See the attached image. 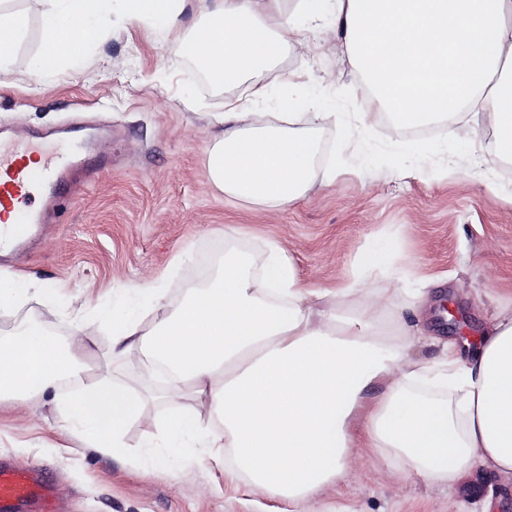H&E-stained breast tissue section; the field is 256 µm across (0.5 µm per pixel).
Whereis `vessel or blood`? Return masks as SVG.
<instances>
[{
	"label": "vessel or blood",
	"instance_id": "vessel-or-blood-1",
	"mask_svg": "<svg viewBox=\"0 0 512 512\" xmlns=\"http://www.w3.org/2000/svg\"><path fill=\"white\" fill-rule=\"evenodd\" d=\"M33 149V143L28 141L0 151V209L8 214L10 224L42 223V212L28 207L27 199L41 186L55 194L64 193L67 174L83 151L82 145H68L34 169L25 163L27 153ZM23 502L36 503V512H55L51 482L41 470H18L0 464V512H10Z\"/></svg>",
	"mask_w": 512,
	"mask_h": 512
}]
</instances>
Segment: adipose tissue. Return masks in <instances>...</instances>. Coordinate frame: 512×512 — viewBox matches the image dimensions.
<instances>
[{"label":"adipose tissue","instance_id":"ef3b65f1","mask_svg":"<svg viewBox=\"0 0 512 512\" xmlns=\"http://www.w3.org/2000/svg\"><path fill=\"white\" fill-rule=\"evenodd\" d=\"M185 0H27L22 14L0 12V73L8 71L28 14L55 48L35 61L45 74L88 55L87 35L107 34L114 12L172 35L174 52L221 87L276 66L299 43L282 0H198L200 33L180 34ZM308 22L334 12L367 88L362 124L374 109L404 128L426 125L483 103L462 139L512 159V0H299ZM332 112H256L226 98L208 157L210 182L225 195L274 210L304 196L315 179L316 131ZM398 252L381 239L354 275L310 288L278 245L261 278L248 257L226 252L217 282L168 305L143 288L156 316L142 327L127 313L112 328L110 372L87 374L91 323L74 325L59 346L32 321L0 336V401L27 404L60 379L76 384L60 399L67 430L90 448L125 447L126 427L145 395H191L197 408L164 420L166 455L196 449L201 459L249 491L301 505L339 485L370 453L406 494L412 477L452 485L475 470L512 482V308L497 309L468 356L456 341L434 363L413 353L396 288H364ZM147 360L140 386L111 378L130 356ZM379 394H370L371 386ZM209 413L215 426H205Z\"/></svg>","mask_w":512,"mask_h":512}]
</instances>
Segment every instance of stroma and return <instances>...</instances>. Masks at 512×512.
<instances>
[{"instance_id": "stroma-1", "label": "stroma", "mask_w": 512, "mask_h": 512, "mask_svg": "<svg viewBox=\"0 0 512 512\" xmlns=\"http://www.w3.org/2000/svg\"><path fill=\"white\" fill-rule=\"evenodd\" d=\"M303 35L306 46L292 47L256 76L268 89L258 109L288 111L293 97L337 121L318 133L314 186L279 211L225 196L209 183L214 116L225 98L248 95V85L214 86L173 52L169 37L121 14L92 43L82 68L64 63L41 76L31 69L41 27L29 18L11 85L0 90V144L37 135L46 155L56 141L44 133L58 128L62 140L88 142L84 162L97 171L77 185L76 200L61 201L33 248L0 259V271L27 280L13 309L0 314V332L47 319L67 335L76 315L93 319L104 309L117 317L132 310L151 323L134 286L166 289L168 301H178L209 254L232 248L258 265L271 241L306 285L331 288L352 276L377 240L395 239V263L371 285L394 278L406 291L424 289L422 309H405L404 319L432 337L417 350L425 362L440 356V340H475L494 307L512 305V177L503 175L501 160L458 140L455 123L444 119L428 137L378 119L362 125L366 86L341 30L329 19ZM291 73L297 84L287 94L282 83ZM477 169L486 183L473 179ZM229 227L237 236H225ZM67 391L49 390L29 408L0 405V463L47 471L61 493L60 512H289L286 501L233 489L222 466L198 463L195 449L166 466L152 464L156 421L187 406L186 398L147 403L126 428V448L112 453L62 431L55 400ZM390 482L385 467L368 457L342 487L319 493L313 507L448 512L453 500L461 512H482L490 499L498 512H512V491L496 478L478 496L459 485L441 492L416 477L412 494L396 498Z\"/></svg>"}]
</instances>
